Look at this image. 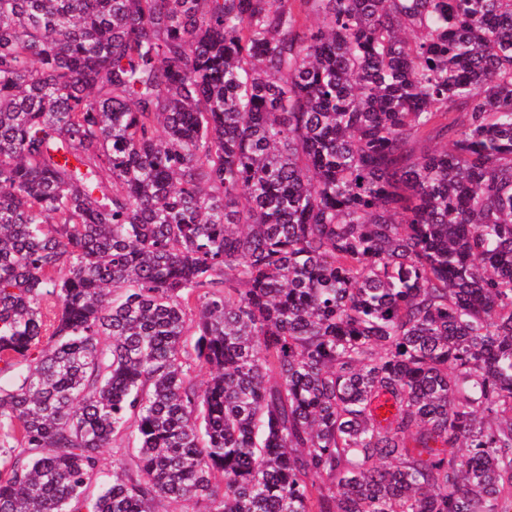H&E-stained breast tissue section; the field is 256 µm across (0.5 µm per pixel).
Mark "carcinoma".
<instances>
[{
    "label": "carcinoma",
    "instance_id": "obj_1",
    "mask_svg": "<svg viewBox=\"0 0 512 512\" xmlns=\"http://www.w3.org/2000/svg\"><path fill=\"white\" fill-rule=\"evenodd\" d=\"M163 501L512 512V0H0V512Z\"/></svg>",
    "mask_w": 512,
    "mask_h": 512
}]
</instances>
